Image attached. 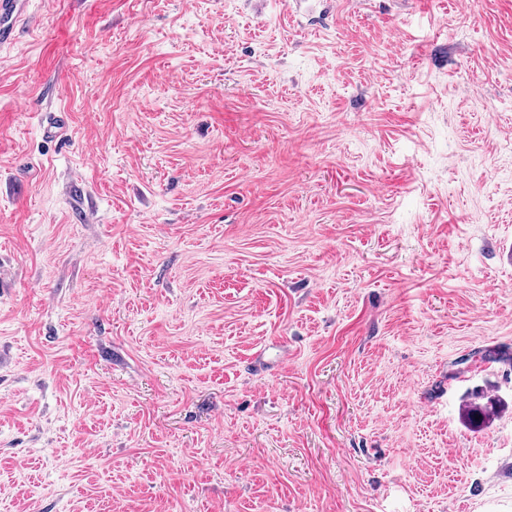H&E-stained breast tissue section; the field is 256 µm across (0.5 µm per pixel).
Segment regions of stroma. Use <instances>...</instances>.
I'll return each instance as SVG.
<instances>
[{"mask_svg":"<svg viewBox=\"0 0 512 512\" xmlns=\"http://www.w3.org/2000/svg\"><path fill=\"white\" fill-rule=\"evenodd\" d=\"M30 2L0 512H512V0Z\"/></svg>","mask_w":512,"mask_h":512,"instance_id":"stroma-1","label":"stroma"}]
</instances>
